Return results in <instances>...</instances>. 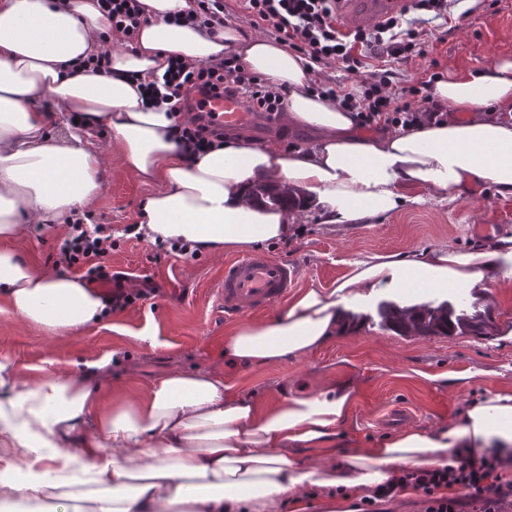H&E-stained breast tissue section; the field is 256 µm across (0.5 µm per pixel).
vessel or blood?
Instances as JSON below:
<instances>
[{
	"label": "vessel or blood",
	"mask_w": 512,
	"mask_h": 512,
	"mask_svg": "<svg viewBox=\"0 0 512 512\" xmlns=\"http://www.w3.org/2000/svg\"><path fill=\"white\" fill-rule=\"evenodd\" d=\"M345 24L356 27L377 21L402 10L409 0H339ZM205 111L227 130L256 127L276 128L277 120L251 110L243 99L232 96L207 100ZM299 270L294 265L262 252L226 260L224 280L218 290L224 315L238 318L248 313H264L280 306L295 287Z\"/></svg>",
	"instance_id": "b4317fda"
}]
</instances>
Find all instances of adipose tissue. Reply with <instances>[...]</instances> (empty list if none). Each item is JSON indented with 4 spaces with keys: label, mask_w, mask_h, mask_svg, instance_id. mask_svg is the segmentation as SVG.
<instances>
[{
    "label": "adipose tissue",
    "mask_w": 512,
    "mask_h": 512,
    "mask_svg": "<svg viewBox=\"0 0 512 512\" xmlns=\"http://www.w3.org/2000/svg\"><path fill=\"white\" fill-rule=\"evenodd\" d=\"M147 17L133 41L112 34L111 76L89 60L107 23L96 0H0V240L30 229L52 233L95 199L103 157L91 141L103 126L128 172L156 185L141 218L148 241L191 244L218 256L287 239L294 216L258 202L252 189L282 183L320 206L330 224H368L424 197L455 200L493 188L512 197V59L475 74L448 71L434 98L452 112L442 125L366 136L336 101L311 91L304 57L275 40L228 26L212 35L174 24L194 0H139ZM239 56L253 73L288 90L283 119L315 131L306 148L225 139L189 158L165 110L143 105L141 82L169 59ZM50 99L51 109L41 100ZM512 283V236L492 249L440 247L409 259L376 254L354 263L335 288L301 291L278 314L243 323L224 355L248 368L304 357L339 332L340 305L390 286L408 304L426 293ZM0 297L11 316L53 335L99 323L104 303L78 278L0 250ZM106 362L80 376L21 372L0 360V496L39 512H272L303 507L310 488L356 493L409 468L512 447V392L487 395L445 428L408 429L372 448L339 450L335 462L303 451L339 441L352 387L271 406L233 391L211 369H173L133 397L107 398ZM78 471L85 488L68 490Z\"/></svg>",
    "instance_id": "ef3b65f1"
}]
</instances>
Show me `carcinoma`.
<instances>
[{
	"instance_id": "carcinoma-1",
	"label": "carcinoma",
	"mask_w": 512,
	"mask_h": 512,
	"mask_svg": "<svg viewBox=\"0 0 512 512\" xmlns=\"http://www.w3.org/2000/svg\"><path fill=\"white\" fill-rule=\"evenodd\" d=\"M254 194L258 200H266L278 207L292 208L296 205L295 196L281 195L274 188L258 186ZM381 315L386 326L402 336H454L474 327L471 316L456 313L454 305L447 301L437 306L431 303L411 307L389 304L381 310Z\"/></svg>"
}]
</instances>
